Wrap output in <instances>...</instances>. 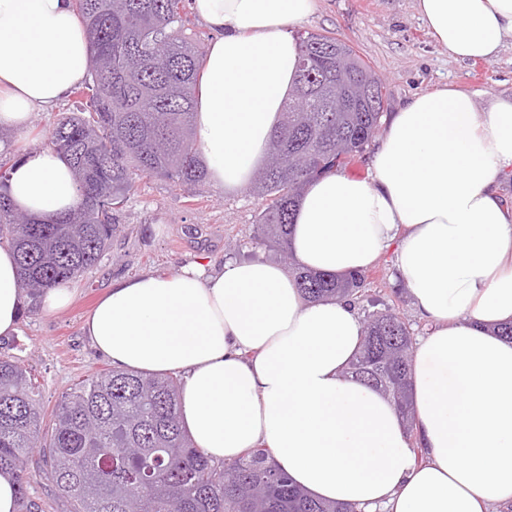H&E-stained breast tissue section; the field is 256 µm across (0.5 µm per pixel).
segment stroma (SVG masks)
I'll use <instances>...</instances> for the list:
<instances>
[{"label": "stroma", "mask_w": 512, "mask_h": 512, "mask_svg": "<svg viewBox=\"0 0 512 512\" xmlns=\"http://www.w3.org/2000/svg\"><path fill=\"white\" fill-rule=\"evenodd\" d=\"M298 32H318L350 45L385 87V110L402 109L415 95L451 85L468 90L476 107L512 96V41L491 62L449 57L428 34L417 0H316ZM73 97L57 108L37 112L28 134L13 133L10 159L44 146L54 122L73 111ZM261 199L245 188L228 191L212 184L189 192L168 180L145 178L114 214L120 230L108 253L74 283L75 300L66 309L44 314L28 302L19 331L0 338V355L31 369L39 385L41 415L51 420L58 401L76 383L108 369L81 331L85 314L113 280L145 272L172 273L181 267L233 255L281 262L280 253L255 237ZM368 294L375 305L360 303V316L390 310L403 316L414 337L430 328L411 305L399 282L392 254L368 268Z\"/></svg>", "instance_id": "obj_1"}]
</instances>
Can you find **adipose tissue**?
I'll return each instance as SVG.
<instances>
[{
    "mask_svg": "<svg viewBox=\"0 0 512 512\" xmlns=\"http://www.w3.org/2000/svg\"><path fill=\"white\" fill-rule=\"evenodd\" d=\"M314 0H192L213 32L194 113L210 180L247 185L263 160L298 65L290 27ZM437 44L458 60L497 58L512 0H418ZM72 0H0V126L25 134L36 111L88 75ZM370 178L320 176L297 208L290 250L312 271L366 270L386 251L432 327L411 359L413 430L347 368L365 324L348 298L307 302L281 264L233 256L113 281L82 331L114 369L174 374L179 416L216 462L270 449L300 488L386 512L512 507V99L476 108L443 86L387 119ZM6 195L38 219L78 201L72 169L48 148L15 161ZM22 289L0 246V337L15 335Z\"/></svg>",
    "mask_w": 512,
    "mask_h": 512,
    "instance_id": "1",
    "label": "adipose tissue"
}]
</instances>
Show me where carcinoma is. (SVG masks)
Returning <instances> with one entry per match:
<instances>
[{"mask_svg": "<svg viewBox=\"0 0 512 512\" xmlns=\"http://www.w3.org/2000/svg\"><path fill=\"white\" fill-rule=\"evenodd\" d=\"M92 46L89 78L73 91L76 111L54 123L46 147L62 154L77 178L80 201L69 213L36 221L0 194V240L17 252L24 291L38 299L96 266L119 231L113 211L143 178L197 190L206 179L193 115L202 61L184 33L183 0H73ZM299 63L265 161L249 192L265 201L258 240L288 254L293 212L304 187L345 167L370 148L385 110L381 81L346 43L355 77L336 71L338 38L297 37ZM368 80L375 94L333 112L336 90ZM304 298L364 296L365 273L338 277L293 268ZM413 336L396 313L372 315L349 367L392 402L407 430ZM180 381L114 369L85 379L40 432L34 375L0 356V470L18 481L26 512L28 466L38 453L69 512H361L329 504L293 486L270 464L266 448L215 463L192 446L178 412Z\"/></svg>", "mask_w": 512, "mask_h": 512, "instance_id": "carcinoma-1", "label": "carcinoma"}]
</instances>
